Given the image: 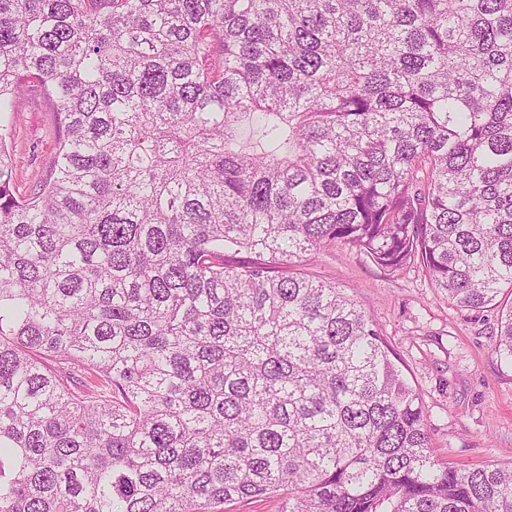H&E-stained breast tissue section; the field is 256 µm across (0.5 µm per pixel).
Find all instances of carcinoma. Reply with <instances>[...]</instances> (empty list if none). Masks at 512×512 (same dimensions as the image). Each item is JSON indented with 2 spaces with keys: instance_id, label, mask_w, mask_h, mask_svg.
Returning a JSON list of instances; mask_svg holds the SVG:
<instances>
[{
  "instance_id": "1",
  "label": "carcinoma",
  "mask_w": 512,
  "mask_h": 512,
  "mask_svg": "<svg viewBox=\"0 0 512 512\" xmlns=\"http://www.w3.org/2000/svg\"><path fill=\"white\" fill-rule=\"evenodd\" d=\"M334 241L499 307L512 0H0V512H512V464L436 459L371 315L296 270ZM10 123L14 135L8 146L15 160V185L24 195L46 175L55 154L56 124L36 89L29 92L22 111L11 115Z\"/></svg>"
}]
</instances>
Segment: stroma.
Instances as JSON below:
<instances>
[{"label": "stroma", "mask_w": 512, "mask_h": 512, "mask_svg": "<svg viewBox=\"0 0 512 512\" xmlns=\"http://www.w3.org/2000/svg\"><path fill=\"white\" fill-rule=\"evenodd\" d=\"M10 122L16 188L25 194L46 175L56 124L36 90ZM302 270L345 288L373 317L421 395L437 459L460 467L512 463V365L494 351L496 311L459 308L419 265L389 272L338 242L308 257Z\"/></svg>", "instance_id": "35a3bbf8"}]
</instances>
